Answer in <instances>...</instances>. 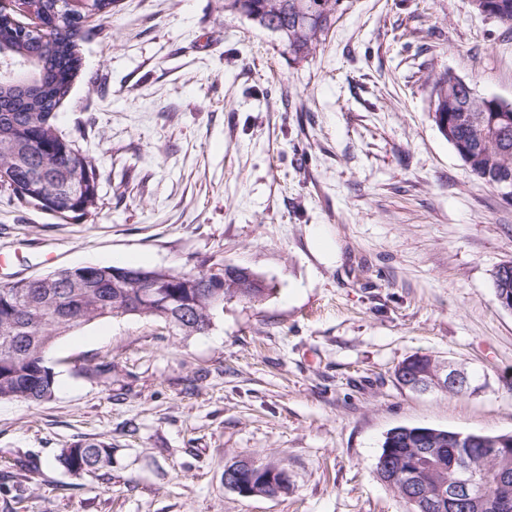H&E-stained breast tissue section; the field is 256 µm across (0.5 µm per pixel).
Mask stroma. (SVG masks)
Here are the masks:
<instances>
[{
  "mask_svg": "<svg viewBox=\"0 0 512 512\" xmlns=\"http://www.w3.org/2000/svg\"><path fill=\"white\" fill-rule=\"evenodd\" d=\"M80 53L57 123L100 155L101 209L61 220L0 187L17 257L0 286L212 257L271 292L192 336L127 318L61 337L54 397L0 401V512H406L375 471L390 429L512 433V312L492 286L512 202L430 117L445 70L512 101V29L469 0H344L296 59L224 0H112L111 32ZM422 353L470 389L401 387ZM101 362L111 379L78 372ZM101 438L110 467L56 463ZM239 459L285 470L287 493L226 488Z\"/></svg>",
  "mask_w": 512,
  "mask_h": 512,
  "instance_id": "stroma-1",
  "label": "stroma"
}]
</instances>
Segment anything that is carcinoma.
Segmentation results:
<instances>
[{"label":"carcinoma","mask_w":512,"mask_h":512,"mask_svg":"<svg viewBox=\"0 0 512 512\" xmlns=\"http://www.w3.org/2000/svg\"><path fill=\"white\" fill-rule=\"evenodd\" d=\"M498 11V20L512 27V0H485ZM342 0H224V12L241 14L277 36L296 58H306L325 41L336 24ZM68 30L52 27L35 39L20 36L14 24L0 19V48L7 49L15 74L36 73L38 84L25 91L12 87V78L0 67V185L9 187L21 204L37 206L65 219L75 214L94 219L100 209L97 178L99 159L75 144L56 122V109L71 86L69 72H80L77 42L86 34L69 20ZM432 121L438 131L450 125L471 158L460 157L468 172L490 187L512 178V115L501 120L492 102L473 98L468 89L448 93V72L434 79ZM495 123L506 129L504 139L481 142L476 127ZM150 275L155 295L139 296L142 286L132 278L125 288L112 287V272ZM207 262L188 270L162 267L77 265L57 269L31 280L23 278L0 288V400L42 403L52 398L55 373L47 352L55 340L73 330L104 319L139 317L161 321L181 333V323L210 328L224 311L222 299L260 303L271 288L259 281L249 288L229 284L221 289V302L210 299ZM420 426L391 429L382 443L375 470L394 489L407 512H426L412 503L416 490L433 496L448 493V468L456 449L448 447L445 429H433L436 457L432 466L405 473L401 459L422 452ZM56 462L68 473L80 475L109 466L112 444L104 440L75 442L61 450Z\"/></svg>","instance_id":"cac0c4a2"}]
</instances>
